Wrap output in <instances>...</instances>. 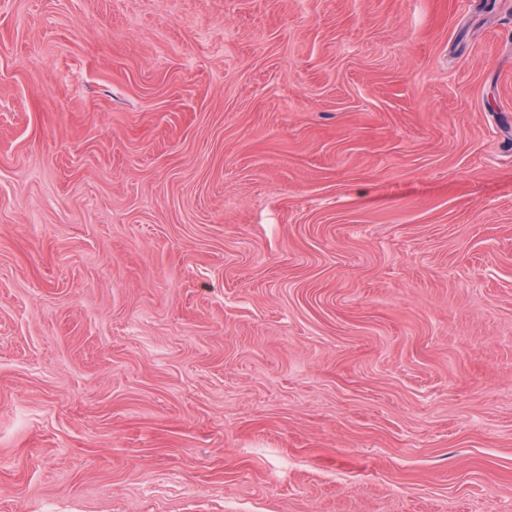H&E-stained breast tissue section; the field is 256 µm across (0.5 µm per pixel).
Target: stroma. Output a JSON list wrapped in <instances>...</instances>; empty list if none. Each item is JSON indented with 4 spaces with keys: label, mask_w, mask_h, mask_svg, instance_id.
<instances>
[{
    "label": "stroma",
    "mask_w": 512,
    "mask_h": 512,
    "mask_svg": "<svg viewBox=\"0 0 512 512\" xmlns=\"http://www.w3.org/2000/svg\"><path fill=\"white\" fill-rule=\"evenodd\" d=\"M0 512H512V0H0Z\"/></svg>",
    "instance_id": "1"
}]
</instances>
